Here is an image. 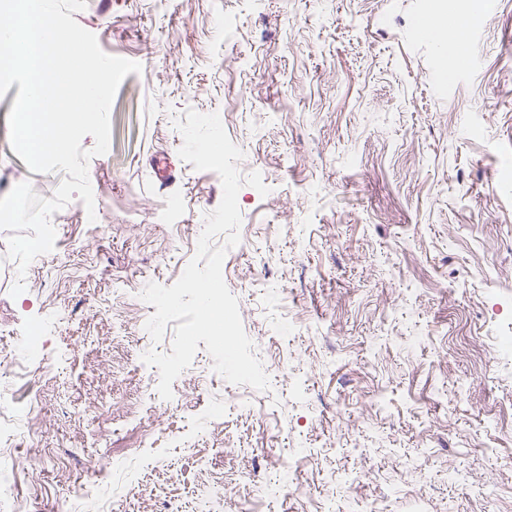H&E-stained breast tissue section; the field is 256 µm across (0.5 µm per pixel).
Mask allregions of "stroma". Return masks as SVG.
I'll use <instances>...</instances> for the list:
<instances>
[{
  "mask_svg": "<svg viewBox=\"0 0 512 512\" xmlns=\"http://www.w3.org/2000/svg\"><path fill=\"white\" fill-rule=\"evenodd\" d=\"M424 17L475 32L425 39ZM74 18L142 71L88 163L105 231L80 199L54 213L16 297L0 258V349L43 328L0 365L15 512L87 490L106 512H194L220 486L224 512H512V0H86ZM18 91L0 97V197L27 181L49 199L64 172L11 148ZM189 109L219 114L241 176L270 189L241 187L222 268L269 375L254 410L203 348L172 399L142 395V355L174 332L140 334L134 288L181 276L223 194L178 155ZM216 402L222 430L198 431ZM291 458L290 491L263 499Z\"/></svg>",
  "mask_w": 512,
  "mask_h": 512,
  "instance_id": "obj_1",
  "label": "stroma"
}]
</instances>
